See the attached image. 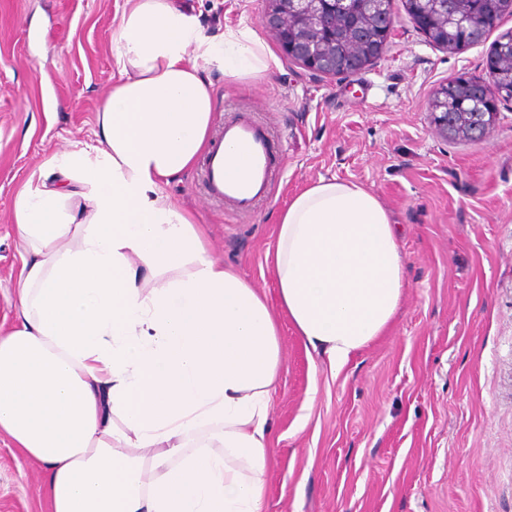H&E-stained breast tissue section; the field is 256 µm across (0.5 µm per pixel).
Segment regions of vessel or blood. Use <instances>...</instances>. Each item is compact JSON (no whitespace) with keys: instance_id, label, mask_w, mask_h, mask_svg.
I'll return each instance as SVG.
<instances>
[{"instance_id":"vessel-or-blood-1","label":"vessel or blood","mask_w":512,"mask_h":512,"mask_svg":"<svg viewBox=\"0 0 512 512\" xmlns=\"http://www.w3.org/2000/svg\"><path fill=\"white\" fill-rule=\"evenodd\" d=\"M234 147L243 165L239 176L224 173V149ZM275 152L268 133L251 115L241 114L222 125L210 141L200 177L208 196L238 213L252 212L265 201L275 177Z\"/></svg>"}]
</instances>
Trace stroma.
<instances>
[{"label":"stroma","instance_id":"stroma-1","mask_svg":"<svg viewBox=\"0 0 512 512\" xmlns=\"http://www.w3.org/2000/svg\"><path fill=\"white\" fill-rule=\"evenodd\" d=\"M209 36L256 30L280 68L216 89L214 125L248 112L276 141L270 197L237 216L197 169L165 192L206 226L213 256L278 304V212L319 178L373 191L402 229L406 288L392 328L333 370L278 313L266 512H512V101L480 142L444 138L427 103L482 74L489 43L449 51L399 17L383 55L349 76L281 56L264 0H182ZM126 0H0V328L15 322L12 202L43 159L93 137L117 70ZM0 512H50L38 467L0 433Z\"/></svg>","mask_w":512,"mask_h":512}]
</instances>
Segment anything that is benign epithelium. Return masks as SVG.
Returning <instances> with one entry per match:
<instances>
[{"mask_svg": "<svg viewBox=\"0 0 512 512\" xmlns=\"http://www.w3.org/2000/svg\"><path fill=\"white\" fill-rule=\"evenodd\" d=\"M261 22L283 53L304 68L327 76L355 73L379 58L403 7L408 19L437 36L435 44L448 47L451 21L462 11L464 0H361L360 11L350 10L351 0H266ZM496 57L486 60L481 76L441 86L428 102L431 123L443 135L448 105L469 113L459 134L469 140L484 137L495 123L499 86Z\"/></svg>", "mask_w": 512, "mask_h": 512, "instance_id": "1", "label": "benign epithelium"}]
</instances>
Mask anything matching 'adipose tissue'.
I'll use <instances>...</instances> for the list:
<instances>
[{"label":"adipose tissue","mask_w":512,"mask_h":512,"mask_svg":"<svg viewBox=\"0 0 512 512\" xmlns=\"http://www.w3.org/2000/svg\"><path fill=\"white\" fill-rule=\"evenodd\" d=\"M111 53L92 141L50 153L13 199L0 432L42 468L51 512H265L275 312L343 368L398 312V234L366 187L308 185L278 216L271 308L163 187L208 149L205 69L248 84L277 57L246 25L205 35L179 0H126Z\"/></svg>","instance_id":"ef3b65f1"}]
</instances>
